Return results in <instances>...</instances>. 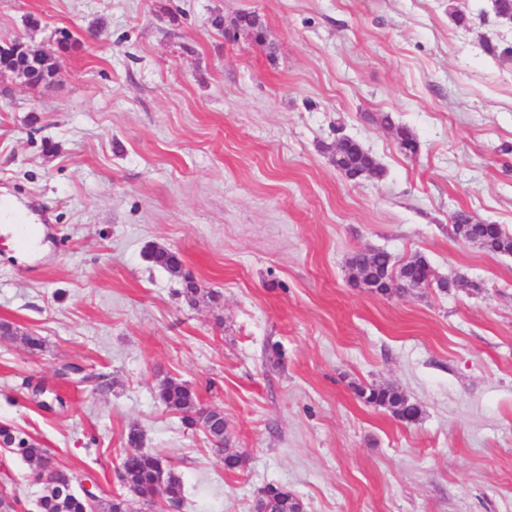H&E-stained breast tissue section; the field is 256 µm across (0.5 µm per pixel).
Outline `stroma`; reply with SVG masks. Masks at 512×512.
Here are the masks:
<instances>
[{"label": "stroma", "instance_id": "obj_1", "mask_svg": "<svg viewBox=\"0 0 512 512\" xmlns=\"http://www.w3.org/2000/svg\"><path fill=\"white\" fill-rule=\"evenodd\" d=\"M243 12L265 45L213 24ZM61 29L82 47L53 83L0 75V196L42 244L0 237V322L43 341L0 340V426L123 494L138 429L183 483L178 512H254L269 484L306 512H512V255L450 223L512 233V60L487 51L512 26L491 0H0V42ZM343 136L381 178L336 170ZM369 249L462 281L353 287L347 258ZM166 379L223 411L244 472L157 400ZM356 383L399 388L420 419ZM1 490L40 512L43 484L0 447ZM457 223L453 224L455 234L458 236L457 224H476L483 239L482 249L489 253H511L512 235L507 233L499 224L472 223V216L463 210L456 212ZM354 391L363 403L374 407H384L403 423H415L422 413L418 404L393 386L357 384L354 386Z\"/></svg>", "mask_w": 512, "mask_h": 512}]
</instances>
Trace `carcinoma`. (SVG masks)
I'll use <instances>...</instances> for the list:
<instances>
[{
	"instance_id": "1",
	"label": "carcinoma",
	"mask_w": 512,
	"mask_h": 512,
	"mask_svg": "<svg viewBox=\"0 0 512 512\" xmlns=\"http://www.w3.org/2000/svg\"><path fill=\"white\" fill-rule=\"evenodd\" d=\"M231 29L235 32L247 29L255 33V43H265L264 36L259 34V31L263 30V24L254 14L237 15L231 21ZM80 46L81 43L70 34L63 42L55 41L45 45L44 50L48 54H54L74 51ZM397 140L404 153L413 155L417 152L418 141L408 128L397 129ZM332 161L347 176H383V167L377 158L356 141L336 139ZM479 230L483 237V250L489 253L512 254V235L501 225L481 224ZM151 260L172 274L180 270V262L176 255L164 248L152 249ZM348 266L351 277L357 284L382 281L378 293L384 296L401 294L416 288L434 287L446 291L453 283L451 279L436 277L431 264L421 254H415L399 264L390 253L383 250L359 251L349 257ZM0 337L7 340L18 337L30 349L42 346L40 339L28 334L19 335L8 323H0ZM354 391L363 403L384 407L403 423L418 421L422 413L418 404L393 386L357 384ZM158 398L166 408L181 414L184 425L193 427L199 424L204 408L200 407L195 392L189 386L166 380L159 385ZM206 421L207 437L216 446L224 445V455L221 457L224 470L232 473L245 470L248 457L244 452L229 447V441L225 436L224 417L216 413L207 417ZM0 438L12 445L14 455L29 466L36 478L54 474L59 482H68V475L54 466L50 453L38 442L9 427L0 428ZM140 441V431L136 428L130 429L127 437L130 448L121 462V481L136 488L144 496L157 497L156 505L161 509L180 507L184 498L182 482L170 473L164 486L157 487L154 467L161 458L140 448ZM41 508L42 512H129V501L122 493L110 494L91 502L76 491L67 492L61 497L56 491L48 489L41 498ZM254 512H304V504L283 488L268 485L261 490L254 505Z\"/></svg>"
}]
</instances>
